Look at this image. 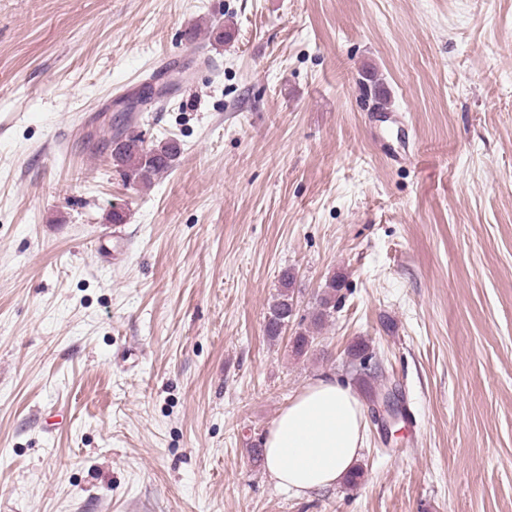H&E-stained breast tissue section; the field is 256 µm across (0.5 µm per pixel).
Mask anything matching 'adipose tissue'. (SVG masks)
I'll return each mask as SVG.
<instances>
[{
  "instance_id": "1",
  "label": "adipose tissue",
  "mask_w": 512,
  "mask_h": 512,
  "mask_svg": "<svg viewBox=\"0 0 512 512\" xmlns=\"http://www.w3.org/2000/svg\"><path fill=\"white\" fill-rule=\"evenodd\" d=\"M364 439L361 402L335 376L325 375L275 419L264 442L266 469L277 486L302 497L351 475Z\"/></svg>"
}]
</instances>
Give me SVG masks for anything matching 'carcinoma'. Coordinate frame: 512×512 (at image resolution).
Masks as SVG:
<instances>
[{
    "label": "carcinoma",
    "instance_id": "cac0c4a2",
    "mask_svg": "<svg viewBox=\"0 0 512 512\" xmlns=\"http://www.w3.org/2000/svg\"><path fill=\"white\" fill-rule=\"evenodd\" d=\"M178 146L170 141H160L150 145L144 139L134 134H123V141L112 148V157L115 165L119 167L122 175L131 180L133 184L149 187L154 180L167 172L176 156ZM294 276L288 270L284 271L280 279V288L269 306L265 324V333L271 339H277L285 331L291 317L289 302L293 300ZM342 282L339 279L330 281L319 299L320 311L314 315L313 324H319L323 318L336 308V294L340 291Z\"/></svg>",
    "mask_w": 512,
    "mask_h": 512
}]
</instances>
